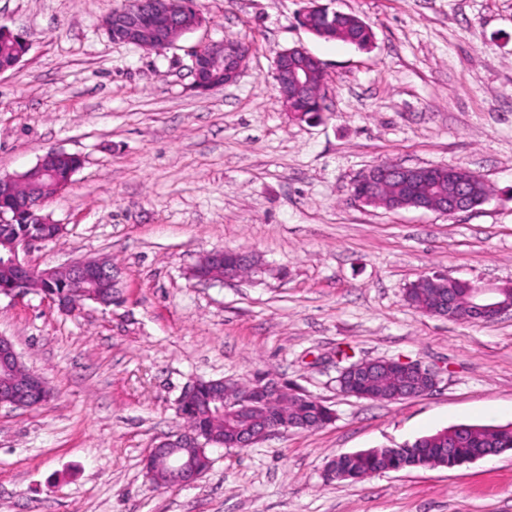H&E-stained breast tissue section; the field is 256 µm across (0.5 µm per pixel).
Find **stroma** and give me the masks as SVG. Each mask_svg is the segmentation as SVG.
<instances>
[{"mask_svg": "<svg viewBox=\"0 0 512 512\" xmlns=\"http://www.w3.org/2000/svg\"><path fill=\"white\" fill-rule=\"evenodd\" d=\"M125 0H0L29 44L0 73V174L51 150L81 160L44 212L61 237L30 267L112 263V303L61 313L0 295V336L52 397L0 405V512H512V450L455 467L325 482L340 454L456 424H512V316L457 323L404 299L424 273L512 283V0H323L371 47L300 27L305 0H197L201 25L158 52L110 41ZM252 43L238 80L201 93L192 53ZM324 63L320 119H292L273 80L284 49ZM462 166L490 198L452 216L349 199L369 166ZM214 249L261 264L232 282L190 276ZM439 370L428 396L340 393L338 351ZM264 371L335 413L250 448L214 451L194 485L159 489L144 460L183 421L197 379Z\"/></svg>", "mask_w": 512, "mask_h": 512, "instance_id": "obj_1", "label": "stroma"}]
</instances>
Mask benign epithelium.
<instances>
[{
  "mask_svg": "<svg viewBox=\"0 0 512 512\" xmlns=\"http://www.w3.org/2000/svg\"><path fill=\"white\" fill-rule=\"evenodd\" d=\"M299 22L305 29L315 24L329 22V7L319 0H309V6L299 14ZM104 28L112 29V40L117 43L146 46L150 41L162 49L176 45L188 32V23L182 8L176 0H141L138 8L132 11H117L103 19ZM248 52V46L238 41L223 40L196 49L193 54V75H199L203 67L224 69V81L231 84L237 80L241 63ZM323 75L321 61L305 47L294 46L282 51L276 58L274 80L279 99L294 118L301 115L300 103L309 99H320V76ZM438 166L406 167L398 163L382 162L364 171L354 185H370L375 194L351 191V200L363 205L375 203L390 211L416 209L437 212L447 216L465 212L485 203L476 199L475 182L482 181L480 175L458 166L448 167V193L431 192L432 181L437 177ZM20 178L17 175L0 176V224H13L24 216L30 224H47L49 220L41 214L43 200H28L22 207L14 206L19 197ZM43 240H28L22 247L11 245L0 251L3 263L13 266L16 279L11 286L0 289V294L16 295L33 288L34 272L26 266L21 254L39 246ZM259 259L253 254L215 250L204 255V265L224 268L222 280L233 281L243 273L242 267L248 263L258 266ZM63 275L70 281L86 284L98 280H115L113 267L101 260H77L63 268H49L41 271V277L50 279ZM419 287L426 289L427 295L436 305L435 316L458 323L493 321L512 314V289L506 285L484 287L468 280L434 273L417 280ZM19 358L13 342L0 336V368L13 366ZM396 373L402 376L406 385V397L429 395L438 382V372L420 363L400 359H378L353 362L344 367L337 381L344 382V394L359 399H374L376 395L358 389V382L376 375L378 372ZM46 381L37 372L24 377H16L0 384L1 391L26 395L44 387ZM207 404L228 417L232 414L243 416L258 409L275 397H284L289 402L308 400L311 395L290 389L279 383L259 377L250 384L238 385L222 378L206 384ZM293 427L281 418L263 417L252 419L247 424L233 430L235 444L239 448L255 445L272 435ZM212 443V437L200 431L186 429L167 437L151 449L146 463L152 464L151 473L161 476L160 482L169 488H181L196 483L207 470L202 468L193 455L179 454V449L205 448Z\"/></svg>",
  "mask_w": 512,
  "mask_h": 512,
  "instance_id": "7a95c632",
  "label": "benign epithelium"
}]
</instances>
